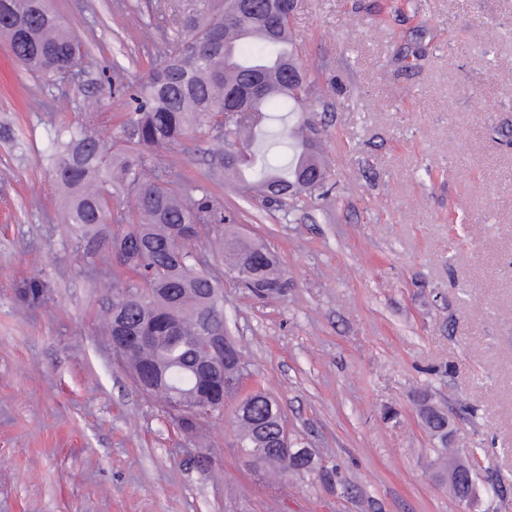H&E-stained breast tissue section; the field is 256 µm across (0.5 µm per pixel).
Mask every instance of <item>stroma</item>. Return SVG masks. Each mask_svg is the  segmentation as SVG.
<instances>
[{"label":"stroma","mask_w":512,"mask_h":512,"mask_svg":"<svg viewBox=\"0 0 512 512\" xmlns=\"http://www.w3.org/2000/svg\"><path fill=\"white\" fill-rule=\"evenodd\" d=\"M174 0H55L83 45L52 99L0 39V512H465L437 475L423 398L482 448L466 512H512V0H298L325 186L282 206L239 194L203 138L153 151L276 253L284 296L224 283L240 389L186 440L134 384L100 319L111 262L56 221L48 131L100 101L119 140L125 86L158 57ZM47 286L30 309L16 290ZM264 389L319 471L268 479L237 448ZM210 456L194 458L196 445Z\"/></svg>","instance_id":"obj_1"}]
</instances>
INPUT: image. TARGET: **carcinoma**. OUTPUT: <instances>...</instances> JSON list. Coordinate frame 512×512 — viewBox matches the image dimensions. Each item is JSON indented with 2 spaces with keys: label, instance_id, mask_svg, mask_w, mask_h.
I'll return each mask as SVG.
<instances>
[{
  "label": "carcinoma",
  "instance_id": "1",
  "mask_svg": "<svg viewBox=\"0 0 512 512\" xmlns=\"http://www.w3.org/2000/svg\"><path fill=\"white\" fill-rule=\"evenodd\" d=\"M277 6L274 0H257L253 11L234 17V0H178V29L160 30L154 43L163 64L150 68L130 95L126 137L112 142L98 135L99 108L89 103L81 121L55 131L49 141L47 159L66 197L60 222L80 232L84 250L112 255L128 274L124 281L112 276L107 334L122 326L149 337L128 353L126 363L160 372L163 386L181 394L186 408L215 394L216 369L205 368L201 337L225 333L224 280L203 269L208 260L197 243L210 225L226 220L209 192L188 196L173 169L146 173L147 155L187 138H205L248 195L257 187L260 198L281 204L323 186L318 141L299 138L285 125L269 145L285 146V159L272 162L268 152L259 156L254 149L255 131L268 119L270 106L304 112L312 92L308 70L293 53L291 21L276 13ZM0 37L22 67L47 86H57L60 73L73 71L83 56L51 0H0ZM227 111L247 116L223 122ZM120 194L129 198L128 207H113ZM212 251L225 273L237 279L241 265H253L255 285L241 283L255 296L261 288L280 287L283 271L266 247L243 243L227 228L212 241ZM44 291L33 279L20 298L33 305ZM251 415L264 422L265 431L251 419L237 418L242 452L268 456L267 464L283 471L315 470L307 453L273 457L271 435L282 418L277 402L260 401ZM171 419L189 440L197 437L201 424L183 414Z\"/></svg>",
  "mask_w": 512,
  "mask_h": 512
}]
</instances>
